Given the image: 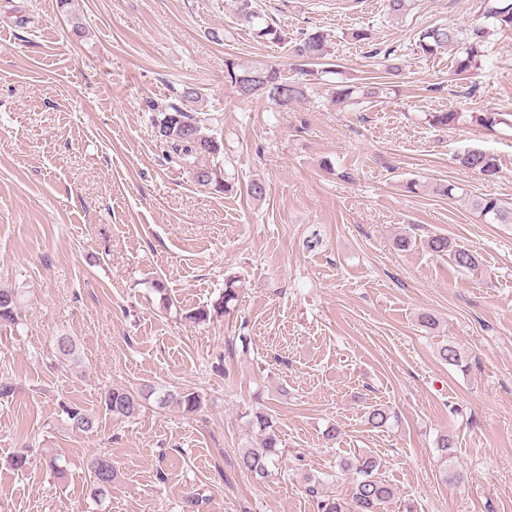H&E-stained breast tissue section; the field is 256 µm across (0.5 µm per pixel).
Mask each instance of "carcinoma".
I'll list each match as a JSON object with an SVG mask.
<instances>
[{
	"label": "carcinoma",
	"mask_w": 512,
	"mask_h": 512,
	"mask_svg": "<svg viewBox=\"0 0 512 512\" xmlns=\"http://www.w3.org/2000/svg\"><path fill=\"white\" fill-rule=\"evenodd\" d=\"M412 0H385V14L388 18L399 21L411 8ZM236 13L256 22V35L272 43H281L287 39L281 28L268 22H261L260 14L253 9L252 0H234ZM483 21L468 29L458 30L445 25H436L421 31L415 43L416 51L423 56H433L444 47L456 49L454 58L455 72L468 74L478 68L484 56L491 33L495 30L512 28V0H483L481 12ZM294 57L312 65L306 74L317 77L334 74L333 67L326 66L329 55L328 43L324 33L315 31L303 34L290 47ZM255 76L264 84V95L275 105L286 109L306 95L305 86L299 82L283 77L279 68L273 65L243 66L233 59L224 61V83L230 86L245 100L243 76ZM288 84V101H281L282 84ZM383 92V87L376 83L356 85H339L332 92L331 103L346 106L369 102ZM202 93L193 87H185L174 102H152L149 109L155 112L152 125L156 136L167 146L170 152L184 161L189 167L195 184L203 187L215 185L228 194L234 190V184L221 178L219 168L204 162L206 158H215L224 152V142L217 136L206 133L208 118L190 108ZM468 120L487 130H493L501 124H509L501 112H435L426 115V120L433 127H448ZM457 164L465 169L492 176L496 173V159L482 149H468L455 156ZM471 210L486 224H512V204L503 199L485 194L474 196L470 203ZM424 247L438 256L448 257L459 270H473L478 265L477 257L469 250L454 243L443 235H433L423 241ZM239 297L236 278L229 277L224 282V291L211 304L192 309L185 318L193 323H203L213 318L230 313L231 306ZM21 317L19 293L16 290L0 288V324L15 325ZM55 352L58 356L78 361L77 345L68 336L56 340ZM153 387L134 391L121 386L110 388L104 395L105 411L115 420L129 419L142 408L141 401L146 399ZM166 407L177 408L185 414H194L204 405V396L192 389H175L164 393L161 399ZM62 412L71 430L88 433L95 428L97 419L86 409L73 403H63ZM367 423L373 428L387 425L391 413L383 405L369 407L366 412ZM248 424L257 430L259 442L242 450L239 464L242 470L258 480L271 475L273 469L280 465L284 455L279 429L272 416L263 410L249 414ZM339 468L356 474L353 493L349 501L327 498L321 501V512H378L380 505L391 501L395 492L389 483L376 476L378 460L374 454L364 452L351 461H342ZM90 496L100 499L109 493L117 470L110 456H97L90 461Z\"/></svg>",
	"instance_id": "carcinoma-1"
}]
</instances>
